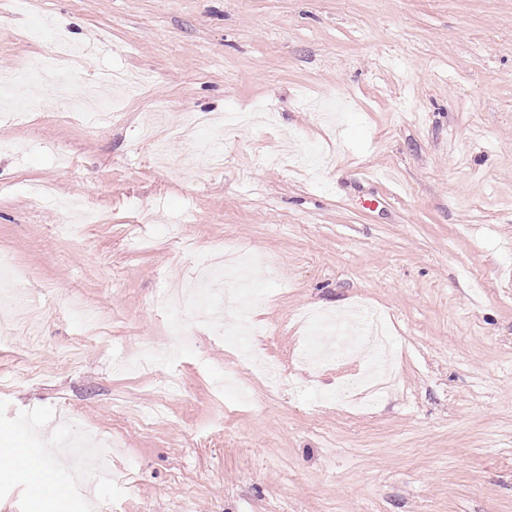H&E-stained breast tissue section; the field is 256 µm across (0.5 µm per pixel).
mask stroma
Instances as JSON below:
<instances>
[{
	"mask_svg": "<svg viewBox=\"0 0 512 512\" xmlns=\"http://www.w3.org/2000/svg\"><path fill=\"white\" fill-rule=\"evenodd\" d=\"M0 0V73L40 67L52 21L78 60L150 82L112 126L0 119V255L37 308L0 316V450L68 479L49 439L95 438L112 512H512V0ZM189 112L220 168L140 138ZM61 146L60 164L42 145ZM82 199L61 230L28 189ZM250 282L269 393L232 341L180 342L155 300L221 249ZM379 308L395 380L334 399L353 360L294 355L295 314ZM242 354L246 360L254 362L255 366L263 372L270 389L279 391L287 386L288 388L293 386V383L289 381L287 374H284L277 365L256 362L254 360V353L249 350H244Z\"/></svg>",
	"mask_w": 512,
	"mask_h": 512,
	"instance_id": "obj_1",
	"label": "stroma"
}]
</instances>
